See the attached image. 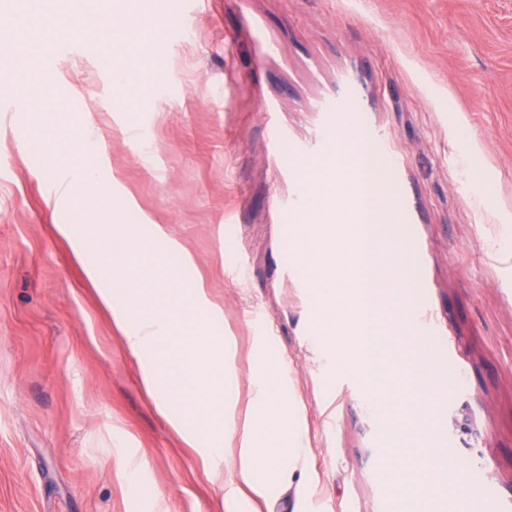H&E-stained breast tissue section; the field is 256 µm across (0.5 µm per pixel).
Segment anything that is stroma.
<instances>
[{
    "label": "stroma",
    "instance_id": "1",
    "mask_svg": "<svg viewBox=\"0 0 512 512\" xmlns=\"http://www.w3.org/2000/svg\"><path fill=\"white\" fill-rule=\"evenodd\" d=\"M121 0L134 26L155 28L166 52L130 64L134 108L112 102L95 41L55 63L51 112H0V512H228L195 449L158 415L138 365L97 290L57 232L69 209L46 199L24 143L47 125L92 116L113 174L136 205L194 256L247 377L263 309L303 410L311 481L293 479L272 512H397L379 469L393 440L405 460L423 432L382 426L354 376L313 351L312 318L296 275L285 274L288 225L279 207L302 166L266 139L267 113L312 140L322 106L354 90L372 126L400 156L405 208L423 243L416 300L429 303L459 359L460 389L440 406L457 458L484 467L482 512H512V267L487 242L512 216V0ZM86 15L88 0H0V12ZM460 122L464 138L450 133ZM249 269L228 276L224 221ZM378 380L401 397L414 377L401 348L374 342ZM138 467L129 489V464Z\"/></svg>",
    "mask_w": 512,
    "mask_h": 512
}]
</instances>
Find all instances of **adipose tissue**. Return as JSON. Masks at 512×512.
<instances>
[{"label":"adipose tissue","mask_w":512,"mask_h":512,"mask_svg":"<svg viewBox=\"0 0 512 512\" xmlns=\"http://www.w3.org/2000/svg\"><path fill=\"white\" fill-rule=\"evenodd\" d=\"M94 25L99 39L114 49L109 66L115 87L124 84L130 47H137L141 63L153 60L154 38L133 34L111 7L98 10ZM37 26L25 14L1 16L0 48L40 55L43 40L35 35ZM46 134L60 153L78 159L59 185L55 205L77 203L94 218L84 236L73 237L66 224L60 232L70 238L76 259L97 286L115 329L136 357L157 410L178 429L182 423L176 402L195 403L203 429L188 434L187 440L211 463V474L222 485L225 502L246 499L255 506L270 502L306 454L299 424L301 408L288 399L286 364L272 360L263 344H256L252 370L247 380H239L234 340L224 333V311L211 303L203 283L195 280L193 257L165 225L152 223L148 229L164 251L177 255L178 263L172 268L161 266L158 274L146 277L136 271L134 263V247L141 240L139 227L97 223L100 200L115 192L118 182L99 163L104 139L93 118H85L79 131L54 125L47 127ZM184 280L193 283L190 293L176 288ZM173 340L186 360L185 384L171 392L165 388L164 351Z\"/></svg>","instance_id":"1"}]
</instances>
